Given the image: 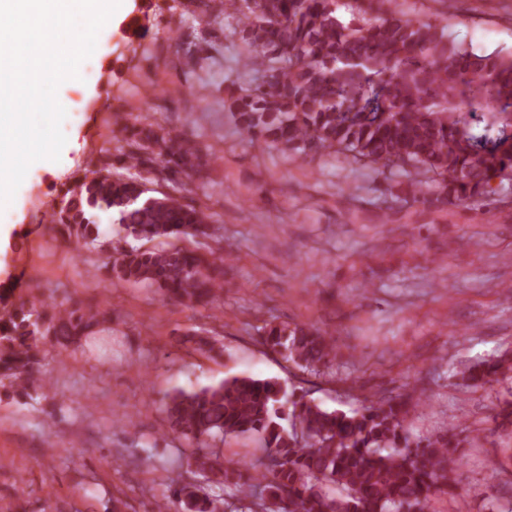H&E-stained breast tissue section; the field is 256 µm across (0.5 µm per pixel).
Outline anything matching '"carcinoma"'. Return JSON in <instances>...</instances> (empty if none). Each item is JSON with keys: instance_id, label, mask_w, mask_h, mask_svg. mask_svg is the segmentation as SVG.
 <instances>
[{"instance_id": "obj_1", "label": "carcinoma", "mask_w": 512, "mask_h": 512, "mask_svg": "<svg viewBox=\"0 0 512 512\" xmlns=\"http://www.w3.org/2000/svg\"><path fill=\"white\" fill-rule=\"evenodd\" d=\"M247 23L239 30L248 65L262 81L241 90L233 107L251 138L305 160L330 151L403 173L415 202L436 210L479 201L495 176L512 190V52L477 53L447 27L403 12L344 22L337 0H240ZM488 114L484 133L470 131L464 106ZM135 167L189 176L197 146L171 131L142 132ZM145 179L93 171L75 180L54 229L80 248L102 254V266L129 283L157 287L182 302L207 305L221 291L224 259L176 246L132 248L112 258L99 218L109 216L136 240L217 238L210 215L172 194L155 196ZM104 313L47 301H22L0 317V386L47 399L34 384L43 348L58 352L89 335ZM264 343L298 367L315 369L336 356L332 339L303 326L267 325ZM194 349L220 353L223 344L197 332ZM512 379V352L458 373L462 386ZM306 429L280 424L282 408ZM409 401H371L351 412L288 398L279 383L232 376L166 403L169 429L193 445L203 481L169 486L167 512H224V488H235L247 512H429L432 497L457 484L461 441L436 435L410 441L403 422ZM257 435L264 457L254 474L224 465L208 440Z\"/></svg>"}]
</instances>
